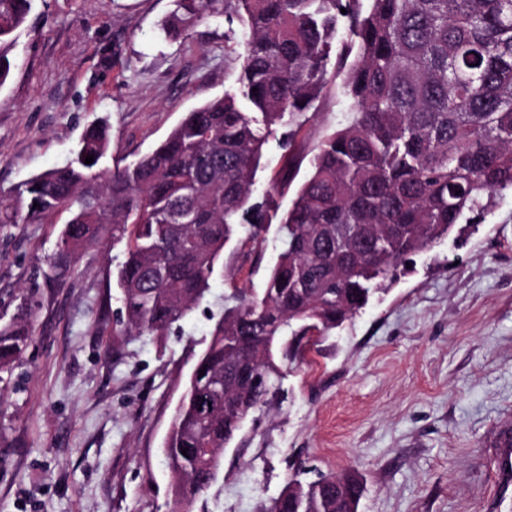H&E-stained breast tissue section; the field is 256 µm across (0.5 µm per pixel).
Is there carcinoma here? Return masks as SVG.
Wrapping results in <instances>:
<instances>
[{"mask_svg":"<svg viewBox=\"0 0 512 512\" xmlns=\"http://www.w3.org/2000/svg\"><path fill=\"white\" fill-rule=\"evenodd\" d=\"M34 2L0 0V86ZM220 16L230 24L225 42L240 39L237 82L253 111L230 94L211 99L109 173L98 170L106 128L92 125L69 163L0 199V224H40L71 211L54 272L112 225V243H125L112 272L122 301L114 336H163L210 293L215 276L231 281L223 322L165 442L174 512H191L243 421L270 406L276 346L296 361L308 333L342 328L413 256L512 191V0H175L160 34L177 39ZM332 83L349 119L309 150L296 142L297 128ZM275 136L288 166L309 159L280 215L255 198ZM88 155L94 162L84 163ZM274 220L282 249L266 288L259 295L236 287L235 272L220 264L224 249L244 224L261 244ZM38 306L31 296L0 322V372L32 343ZM341 477L336 486L293 476L263 512H359L363 483Z\"/></svg>","mask_w":512,"mask_h":512,"instance_id":"1","label":"carcinoma"}]
</instances>
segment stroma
<instances>
[{
	"mask_svg": "<svg viewBox=\"0 0 512 512\" xmlns=\"http://www.w3.org/2000/svg\"><path fill=\"white\" fill-rule=\"evenodd\" d=\"M174 0H37L0 87V197L77 150L103 120L101 167L127 164L186 112L237 91L227 23L165 40ZM347 119L337 90L298 133L315 144ZM68 212L0 224V318L41 304L30 347L0 374V512H171L163 448L227 284L166 336L113 338L121 302L106 275L124 244L104 238L58 280L49 262ZM224 256L241 288H264L281 242L257 261ZM270 409L247 418L192 512H260L304 461L364 480L360 512H512L495 442L512 429V193L412 269L352 321L283 365Z\"/></svg>",
	"mask_w": 512,
	"mask_h": 512,
	"instance_id": "obj_1",
	"label": "stroma"
}]
</instances>
